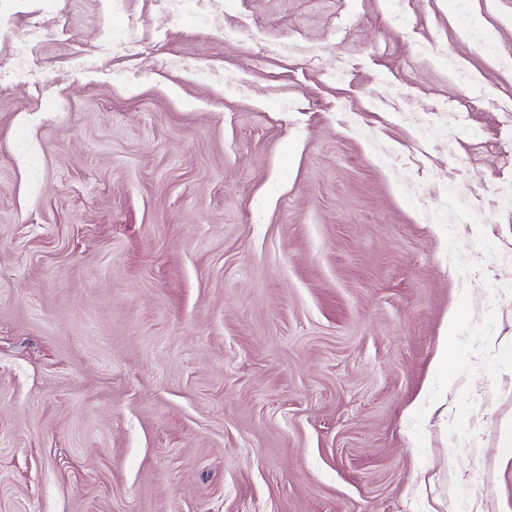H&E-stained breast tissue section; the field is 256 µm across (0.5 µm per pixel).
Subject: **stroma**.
<instances>
[{"label":"stroma","mask_w":512,"mask_h":512,"mask_svg":"<svg viewBox=\"0 0 512 512\" xmlns=\"http://www.w3.org/2000/svg\"><path fill=\"white\" fill-rule=\"evenodd\" d=\"M34 14L0 512H512V0Z\"/></svg>","instance_id":"35a3bbf8"}]
</instances>
